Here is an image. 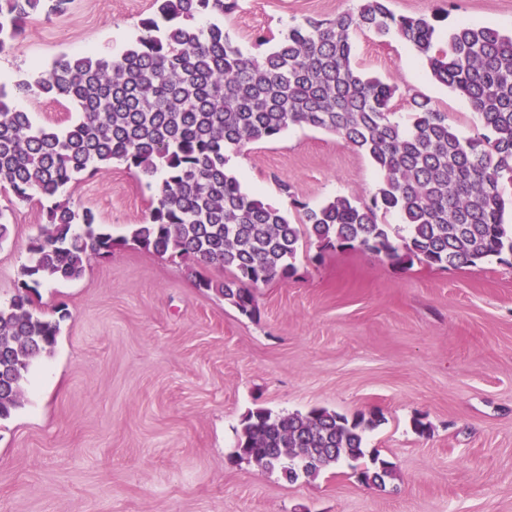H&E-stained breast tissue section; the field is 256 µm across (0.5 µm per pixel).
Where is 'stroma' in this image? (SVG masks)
Here are the masks:
<instances>
[{
  "mask_svg": "<svg viewBox=\"0 0 512 512\" xmlns=\"http://www.w3.org/2000/svg\"><path fill=\"white\" fill-rule=\"evenodd\" d=\"M360 0H238L224 30L262 57L289 26L331 20ZM398 15L442 14L512 30V0H390ZM153 0H70L33 14L0 75L35 78L62 54L118 56L142 32ZM352 64L399 85L393 110L409 119L408 93L447 112L460 134L481 127L467 99L434 81L409 44L353 38ZM35 124L63 128L74 106L11 95ZM233 171L243 191L290 210L328 199L370 198L380 174L336 134L291 127L242 148ZM159 183L112 163L65 188L114 235L142 223ZM0 244V302L17 291L28 245L43 221L38 199L10 201ZM295 272L255 289L242 315L196 288L189 261L126 243L90 258L84 276L50 281L38 312L64 309L57 344L36 359L23 398L0 422V512H512V267L495 262L438 269L401 266L359 250L303 240ZM327 408L379 409L366 448L393 465L385 488L356 465L288 481L280 470L234 460L241 419ZM424 416L429 436L412 422Z\"/></svg>",
  "mask_w": 512,
  "mask_h": 512,
  "instance_id": "stroma-1",
  "label": "stroma"
}]
</instances>
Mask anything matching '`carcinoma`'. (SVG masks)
<instances>
[{
	"instance_id": "1",
	"label": "carcinoma",
	"mask_w": 512,
	"mask_h": 512,
	"mask_svg": "<svg viewBox=\"0 0 512 512\" xmlns=\"http://www.w3.org/2000/svg\"><path fill=\"white\" fill-rule=\"evenodd\" d=\"M144 35L118 57L62 54L35 83L12 91L62 99L78 116L69 126L36 125L14 108L0 84V191L19 201L39 195L44 224L28 246V262L9 302L0 303V420L21 405L22 381L35 359L53 351L60 321L37 313L31 294L47 280H77L91 256L109 257L117 238L89 209L63 195L75 175L94 176L120 161L162 179L149 215L129 237L137 247L170 253L201 269L233 272L215 282L195 272L240 313H256L254 287L287 279L301 241L322 249H357L393 265L475 266L495 258L512 264V35L461 24L439 43L435 15L397 16L390 0H361L332 20L312 17L288 27L261 59L244 55L211 22L238 0H155ZM69 0H0V54L14 49L28 18ZM394 33L427 62L439 83L467 98L483 132L462 137L448 113L420 93L409 98V123L394 118L400 87L352 66L353 36ZM291 126L334 133L378 169L368 201L338 196L294 223L278 208L242 191L228 167V149L270 140ZM397 213L401 243L382 221ZM377 411L351 418L326 408L274 415L264 408L242 419L237 448L248 460L294 482L341 461L366 456ZM359 472L381 488L391 463L373 454Z\"/></svg>"
}]
</instances>
